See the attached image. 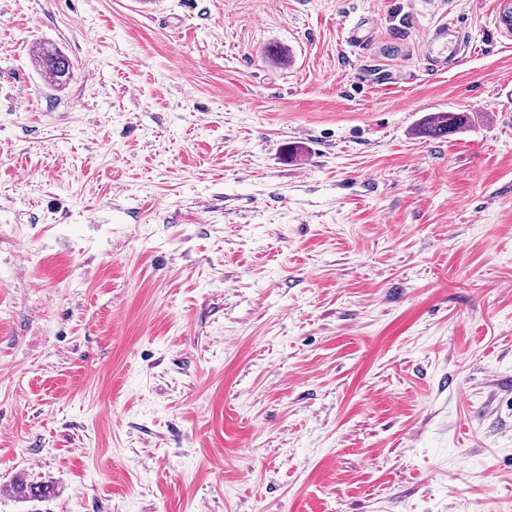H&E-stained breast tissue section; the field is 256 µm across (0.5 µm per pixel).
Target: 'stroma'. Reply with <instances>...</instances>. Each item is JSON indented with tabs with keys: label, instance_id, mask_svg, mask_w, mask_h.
<instances>
[{
	"label": "stroma",
	"instance_id": "35a3bbf8",
	"mask_svg": "<svg viewBox=\"0 0 512 512\" xmlns=\"http://www.w3.org/2000/svg\"><path fill=\"white\" fill-rule=\"evenodd\" d=\"M503 7L0 0V512H512ZM31 60L37 70L49 78L53 86L63 88L70 83L74 63L56 48L35 45L31 49ZM468 122L464 112H441L420 126V131L431 138H439L462 129ZM14 493L18 499H25V501H43L42 499L51 497V494L55 493V489L53 485L49 484L24 483L21 481L15 484Z\"/></svg>",
	"mask_w": 512,
	"mask_h": 512
}]
</instances>
